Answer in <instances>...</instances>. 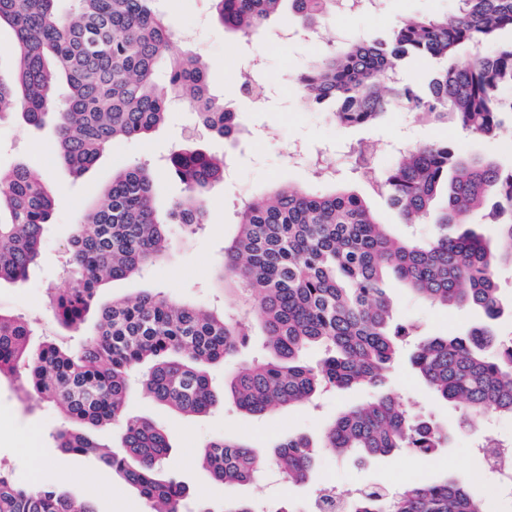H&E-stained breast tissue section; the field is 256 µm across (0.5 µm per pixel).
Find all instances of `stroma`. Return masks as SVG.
<instances>
[{"mask_svg": "<svg viewBox=\"0 0 512 512\" xmlns=\"http://www.w3.org/2000/svg\"><path fill=\"white\" fill-rule=\"evenodd\" d=\"M453 6V0H382L379 14L327 19L324 42L333 44L340 34L347 38L361 34L382 37L408 16L443 14ZM156 8L170 22L176 49L201 54L207 61L213 95L235 105L246 134L236 142H225L206 131L189 108L173 109L164 124L148 137L115 142L91 170L77 176L60 160L52 126L34 129L18 118L0 120V169L6 171L17 163H26L56 189L52 220L35 266L23 281L0 285V311L30 323L35 341L53 340L75 350L84 339L83 334L67 331L54 320L48 298L50 289L67 284V243L78 217L100 200L113 172L132 165L145 167L157 176V205L167 208L184 195L185 189L167 170L166 162L186 144L194 143L206 152L229 157L230 173L224 183L210 191L204 224L194 232L185 231L179 224L171 225L173 247L169 255L148 266L143 274L106 284L99 292V301L133 297L156 288L172 300L203 307L215 305L229 314L239 312L241 305L233 283L221 286L214 279V271L224 257V243L237 232L239 186L248 187L254 196L277 184L300 185L315 192L327 189L305 167L289 164L287 154L295 144L308 155L324 147L340 153L353 145H372L380 152V167L385 168L392 164L396 150L447 140L461 152L489 157L506 167L512 165L510 115L504 116L502 128L494 137L477 136L454 126L417 123L398 110L376 124L346 128L329 121L317 108L303 111L296 105L298 87L294 78L314 53L304 39L279 43L262 29L246 50L238 45L236 35L224 30L214 18L208 0H157ZM256 52L265 58L260 81L264 94L258 99L242 96L238 88V75L248 68ZM342 175L348 189L367 198L391 235L402 237L410 231L419 238L430 235V224L411 228L403 224L385 199L350 169H343ZM389 293L396 318L418 325L425 338L452 334L480 320L475 309L430 305L396 281L391 282ZM410 354V349H403L390 369L389 389L412 412L431 419L447 432V445L429 457L404 449L370 459L340 458L323 449L317 455L311 480L301 484L286 485L277 480L269 461L275 445L291 435L320 440L332 420L370 400L372 388L331 390L312 403L283 407L263 416L239 410L228 398L206 414L191 417L176 415L137 391L129 399L126 413L149 418L169 433L171 451L162 472L176 476L190 499L203 504L235 500L253 503L262 512H277L281 507L305 512L310 499L326 485L345 490L379 484L397 492L444 475L461 481L474 494L491 498L493 484L484 476L483 455L477 447L479 433L459 427L458 405L433 394L412 366ZM63 423L56 409L35 402L26 390L24 375L0 377V467L9 471L17 483L31 484L38 476L39 464H56L64 472L63 478L55 482L57 489L90 497L97 512H145L138 491L120 476H112L108 486L99 484L101 469L94 456L67 455L57 448L52 434ZM217 436L244 440L265 458L256 481L225 485L213 481L197 453ZM490 508L491 512H512V505L492 498Z\"/></svg>", "mask_w": 512, "mask_h": 512, "instance_id": "1", "label": "stroma"}]
</instances>
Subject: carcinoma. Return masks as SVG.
Listing matches in <instances>:
<instances>
[{
  "label": "carcinoma",
  "instance_id": "obj_1",
  "mask_svg": "<svg viewBox=\"0 0 512 512\" xmlns=\"http://www.w3.org/2000/svg\"><path fill=\"white\" fill-rule=\"evenodd\" d=\"M0 0V24L15 32L7 53L15 67L0 77V118L19 113L35 127L53 118L60 159L75 175L91 169L116 141L154 132L177 97L199 123L226 141L237 139L233 112L211 93L208 66L193 53L174 54L173 31L154 0ZM225 29L247 38L277 18L288 3L293 22L324 17L330 0H209ZM450 15L415 16L384 38L336 46L315 59L296 81L303 107H328L345 127L365 126L400 109L437 125H458L494 136L501 115L512 112V0H457ZM435 69L416 87L396 71L414 61ZM68 94L56 109L54 92ZM225 161L186 146L169 169L187 194L163 214L156 181L140 166L112 174L102 201L75 224L67 288L51 295L62 327L83 325L97 314L94 331L76 351L52 341L29 347V325L0 311V374L23 366L31 389L55 407L66 426L55 438L62 452L94 453L102 467L135 487L146 512H189L186 488L159 477L169 438L146 417L123 418L134 388L184 415L221 402L207 367L234 356L250 340L252 323L263 336L265 357L231 374L225 384L237 407L261 415L312 400L323 390L367 386L375 397L334 419L322 447L364 458L411 448L428 456L447 434L413 415L387 389L386 371L414 328L393 318L385 283L393 276L421 299L438 306L469 305L485 322L465 332L415 344L412 364L433 392L462 406L459 426L475 427L493 411L512 418V337L493 329L501 313L498 264L512 265V167L480 155L465 156L446 143L403 153L375 175L390 207L410 224L431 218L427 239H396L359 195L336 187L311 192L276 186L240 209L237 233L224 246L219 281L229 276L256 301L253 315L237 319L172 301L155 290L99 305L107 282L142 273L171 249L169 225L203 223L205 197L224 181ZM496 230L487 239L470 228L471 215ZM53 196L26 164L0 171V283L26 278L34 266ZM318 346L315 365L303 361ZM147 366L138 382L131 373ZM122 421L120 454L82 431ZM275 465L288 481L312 474L315 446L294 435L275 446ZM200 460L220 482L254 480L264 460L247 444L226 437L208 441ZM0 512H97L80 496L50 485L21 486L0 470ZM351 512H489L484 500L452 477L431 480L398 494L358 491Z\"/></svg>",
  "mask_w": 512,
  "mask_h": 512
}]
</instances>
